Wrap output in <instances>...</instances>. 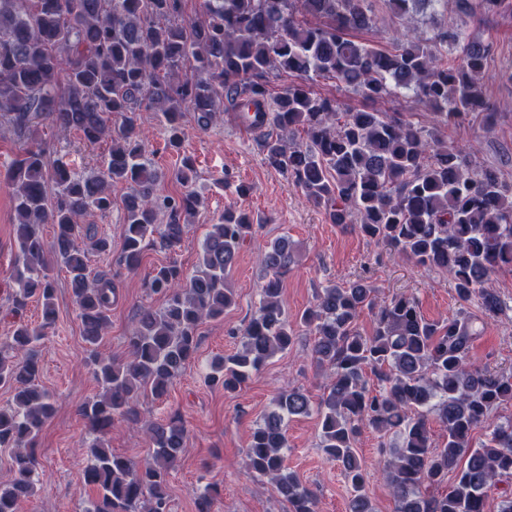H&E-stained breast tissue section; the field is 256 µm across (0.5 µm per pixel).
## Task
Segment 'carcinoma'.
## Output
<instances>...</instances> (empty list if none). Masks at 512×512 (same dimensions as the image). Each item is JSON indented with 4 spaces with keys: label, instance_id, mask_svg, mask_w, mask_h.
Returning <instances> with one entry per match:
<instances>
[{
    "label": "carcinoma",
    "instance_id": "obj_1",
    "mask_svg": "<svg viewBox=\"0 0 512 512\" xmlns=\"http://www.w3.org/2000/svg\"><path fill=\"white\" fill-rule=\"evenodd\" d=\"M182 2L0 0V128L20 141L38 140L49 126L58 136L76 131L90 145L110 143L103 170L85 178L63 163L49 166L40 144L25 149L5 176L20 253L12 307L17 313L29 299L41 301L42 323L20 319L0 344V384L15 392L14 404L0 408V447L13 449L11 477L0 482V512H18L22 500L37 494L34 443L54 411L38 379L45 329L56 320L55 264L69 274L100 387L80 408L95 434L84 480L96 497L86 512H170L168 476L184 448L183 421L148 423L150 453L142 462L112 453L106 435L118 422H138L141 400L166 395L195 357L202 323L223 318L236 304L226 277L255 224L245 212L224 209L193 274L174 264L149 274L145 288L165 306L141 309L127 336L129 358L99 354L116 288L114 278L92 274L88 255L109 253L112 244L81 220L112 208V187L128 188L118 274L136 269L153 236L165 249L180 247L201 204L187 157L173 170L180 192H157L159 176L138 127L143 108L156 112L166 147L177 153L188 136L186 113L207 129L231 104L241 122L263 132L265 164L332 223L358 229L417 266L448 273L457 297L477 299L484 318L503 309L494 282L500 272H512V183L494 168H473L467 149L400 112L343 111L310 88L329 78L371 100L407 94L428 106L440 126L476 114L491 124L494 105L481 80L493 43L448 27L424 41L399 32L393 50H380L350 35L376 25L367 0H202L200 21L184 19ZM445 2L388 0L400 17ZM453 4L471 16L512 11V0ZM445 51L454 64L445 62ZM283 73L296 81L275 95L270 76ZM295 128L306 140L282 135ZM46 224L54 226L49 246ZM294 263L286 239L271 242L261 256L258 310L231 331L241 349L211 364L210 381L224 391H236L295 343L298 331L281 302L282 278ZM366 309L374 322L368 335L357 327ZM476 321L464 310L428 320L413 295L379 303L365 278L320 289L299 322L314 336L312 357L326 373L325 392L316 404L300 388L275 398L276 409L251 435L249 470L275 484L289 512H316L314 495L287 472L284 454L285 420L315 409L319 448L341 464L352 491L349 512H374L356 455L366 429L397 438L380 461L395 512H486L489 489L512 478V419L493 420L497 408L512 403V374L471 365ZM368 370L379 381L375 390L368 388ZM433 421L443 431L439 446L431 439ZM477 428L486 434L474 445ZM446 483L448 490L439 491ZM216 503L207 489L195 498L196 512H218Z\"/></svg>",
    "mask_w": 512,
    "mask_h": 512
}]
</instances>
